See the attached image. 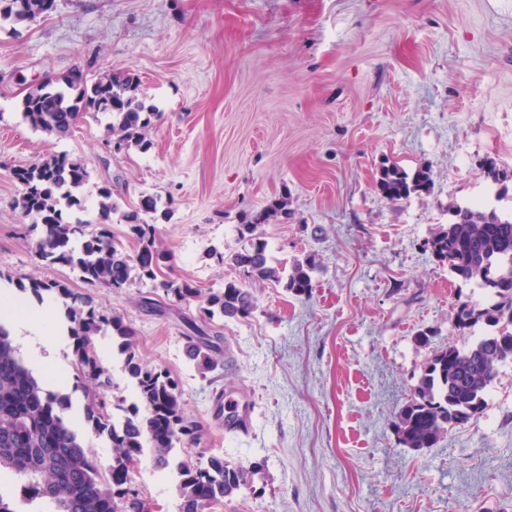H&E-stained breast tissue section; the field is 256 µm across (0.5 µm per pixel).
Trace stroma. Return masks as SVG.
I'll use <instances>...</instances> for the list:
<instances>
[{"label": "stroma", "instance_id": "stroma-1", "mask_svg": "<svg viewBox=\"0 0 512 512\" xmlns=\"http://www.w3.org/2000/svg\"><path fill=\"white\" fill-rule=\"evenodd\" d=\"M77 66L139 76L162 114L148 151H110L102 113L59 140L28 126L27 87ZM49 152L87 164L71 218L96 217L105 183L126 210L144 195L168 201L156 237L196 287L246 280L230 259L237 226L283 196L287 216L258 236L283 266L315 258L308 294L251 284L257 306L217 321L224 366L205 377L184 355L178 312L141 308L147 283L91 291L135 329L142 360L178 380L203 428L188 456L263 464L211 512H512V364L483 413L435 447H404L392 427L436 351L465 344L451 326L458 304L489 302L425 243L450 204L512 197V0H56L0 26L1 294L83 286L77 266L37 255L16 205L12 170ZM392 165L426 166L427 190L389 200L377 181ZM26 307L41 325L25 357L54 341L42 372L71 386L62 302ZM227 394L249 406L245 431L216 415ZM130 478L151 512H176L175 476L151 452Z\"/></svg>", "mask_w": 512, "mask_h": 512}]
</instances>
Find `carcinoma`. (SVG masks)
<instances>
[{"label": "carcinoma", "instance_id": "1", "mask_svg": "<svg viewBox=\"0 0 512 512\" xmlns=\"http://www.w3.org/2000/svg\"><path fill=\"white\" fill-rule=\"evenodd\" d=\"M46 0H0V21H33L45 13ZM140 80L131 71L106 72L92 78L80 67L64 76L27 88L23 117L49 136L69 135L79 117L105 113L112 117V139L117 152L150 147L149 128L158 113L139 99ZM21 193L18 206L40 223L35 251L43 259L77 265L91 288L118 290L133 279L150 282L141 304L152 309L199 302V321H190L184 333L185 353L201 376L223 365V337L211 335L217 319L248 317L256 299L248 286L229 282L219 290L204 291L171 275V255L156 239L155 225L144 221L166 217L169 204L142 196L130 211L120 209L112 188L97 189L98 221L87 231L69 221L68 210L80 205L76 192L89 181L84 161L66 153H52L16 170ZM421 170L410 177L396 166L385 167L379 190L391 200H403L427 188ZM126 223V237L137 250L128 252L112 232V215ZM288 215L278 203L251 215L239 225L247 245L231 261L254 281H286V290L307 294L312 288L315 261L297 260L289 272L277 266L267 243L258 240L259 225L277 214ZM436 259L465 282L486 289L494 301L484 308L461 303L454 326L470 335L482 323L485 331L462 348L437 352L414 386L393 423L399 442L407 448H432L450 430L479 417L486 395L500 368L512 364V210L453 204L448 223L430 241ZM39 300L56 294L65 299L74 359L73 390L84 398V430L66 416L70 395L50 389L33 373L9 329L0 323V471L21 482L18 496L0 491V512H149L146 502L129 486V471L143 449L152 450L157 467L176 475L178 512H208L216 503L252 484L256 465L244 466L222 456L206 460L180 458L177 448L198 443L201 427L184 411L178 383L167 373L145 364L137 354V337L116 313L97 308L88 293L73 292L56 283L20 286ZM110 333L123 356L138 401L113 418L110 377L96 349L97 338ZM89 436L112 441L109 473L101 471L87 444Z\"/></svg>", "mask_w": 512, "mask_h": 512}]
</instances>
